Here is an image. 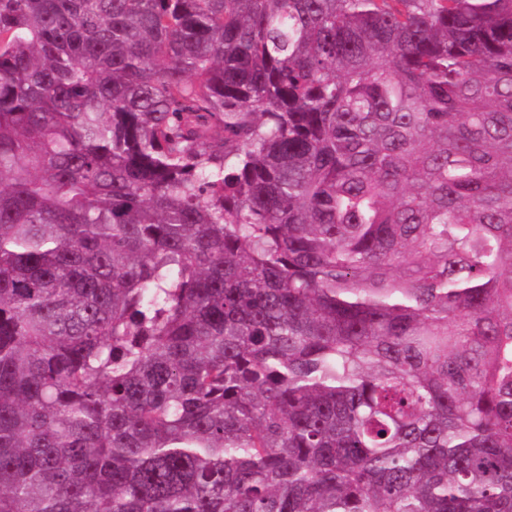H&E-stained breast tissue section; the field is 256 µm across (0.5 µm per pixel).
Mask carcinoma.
<instances>
[{"instance_id":"carcinoma-1","label":"carcinoma","mask_w":512,"mask_h":512,"mask_svg":"<svg viewBox=\"0 0 512 512\" xmlns=\"http://www.w3.org/2000/svg\"><path fill=\"white\" fill-rule=\"evenodd\" d=\"M0 512H512V0H0Z\"/></svg>"}]
</instances>
